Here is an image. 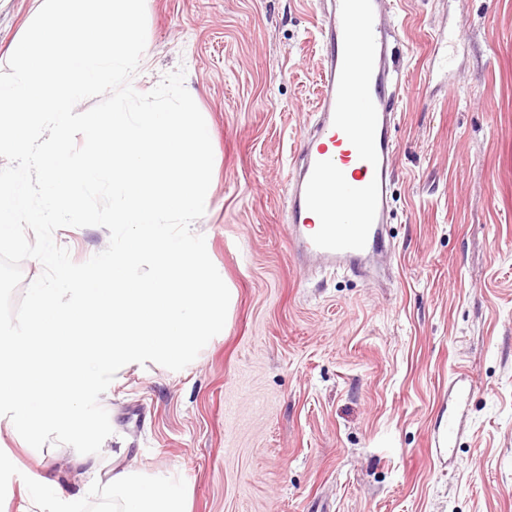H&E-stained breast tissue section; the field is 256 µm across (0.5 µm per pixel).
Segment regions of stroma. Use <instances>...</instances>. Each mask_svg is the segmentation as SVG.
<instances>
[{"label": "stroma", "mask_w": 512, "mask_h": 512, "mask_svg": "<svg viewBox=\"0 0 512 512\" xmlns=\"http://www.w3.org/2000/svg\"><path fill=\"white\" fill-rule=\"evenodd\" d=\"M41 0H0V70ZM319 0H145L147 53L211 132L213 192L192 229L236 300L186 368H131L102 394L113 433L191 512H512V0H396L393 258L301 264L287 173L314 122ZM451 46L436 45L458 19ZM82 263L109 231L63 227ZM472 381L455 462L433 437L448 382ZM72 447L29 448L0 416V512H57L81 490Z\"/></svg>", "instance_id": "35a3bbf8"}]
</instances>
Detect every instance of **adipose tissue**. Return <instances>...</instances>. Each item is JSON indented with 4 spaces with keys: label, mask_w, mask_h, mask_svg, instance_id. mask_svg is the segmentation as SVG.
Returning <instances> with one entry per match:
<instances>
[{
    "label": "adipose tissue",
    "mask_w": 512,
    "mask_h": 512,
    "mask_svg": "<svg viewBox=\"0 0 512 512\" xmlns=\"http://www.w3.org/2000/svg\"><path fill=\"white\" fill-rule=\"evenodd\" d=\"M103 482L112 489V512H187V494L182 488L154 482L132 470L122 448L113 452L111 470L88 468L83 489L62 501L60 512H76Z\"/></svg>",
    "instance_id": "obj_1"
}]
</instances>
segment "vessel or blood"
Masks as SVG:
<instances>
[{
  "label": "vessel or blood",
  "instance_id": "b4317fda",
  "mask_svg": "<svg viewBox=\"0 0 512 512\" xmlns=\"http://www.w3.org/2000/svg\"><path fill=\"white\" fill-rule=\"evenodd\" d=\"M395 0H323L317 119L289 174L298 255L362 269L386 243L391 124L404 94Z\"/></svg>",
  "mask_w": 512,
  "mask_h": 512
}]
</instances>
